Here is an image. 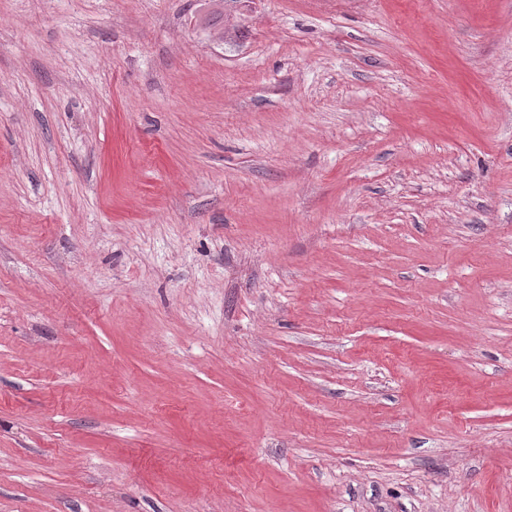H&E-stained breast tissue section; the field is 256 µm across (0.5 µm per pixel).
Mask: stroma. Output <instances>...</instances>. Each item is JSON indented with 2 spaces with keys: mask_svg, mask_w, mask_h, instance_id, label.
Here are the masks:
<instances>
[{
  "mask_svg": "<svg viewBox=\"0 0 512 512\" xmlns=\"http://www.w3.org/2000/svg\"><path fill=\"white\" fill-rule=\"evenodd\" d=\"M0 512H512V0H0Z\"/></svg>",
  "mask_w": 512,
  "mask_h": 512,
  "instance_id": "stroma-1",
  "label": "stroma"
}]
</instances>
